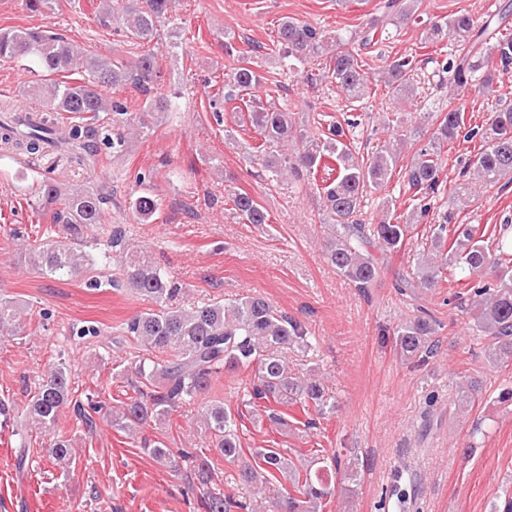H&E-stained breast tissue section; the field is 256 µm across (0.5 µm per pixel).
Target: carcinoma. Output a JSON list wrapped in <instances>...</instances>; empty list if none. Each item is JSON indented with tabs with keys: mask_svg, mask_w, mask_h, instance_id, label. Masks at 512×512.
Listing matches in <instances>:
<instances>
[{
	"mask_svg": "<svg viewBox=\"0 0 512 512\" xmlns=\"http://www.w3.org/2000/svg\"><path fill=\"white\" fill-rule=\"evenodd\" d=\"M420 0H391L395 7L393 25L426 24V39L436 44L448 38L455 47L442 59H435L437 72L448 75V110H439L431 122L427 143L412 162L398 166L399 154L388 145L366 157L356 153L349 134L358 126L357 119L330 122L326 129L311 135L307 122L298 121L285 106L252 97L263 76L252 67L237 66L224 78L221 91L210 96V106L220 112L224 105L251 96L247 117L262 138L263 161L271 176L286 177L305 184L320 173L323 183V215L327 224L323 256L357 290L366 295L376 284L382 261L380 257L399 251L406 243L414 224L422 223L434 209L440 191V175L446 150L459 138L479 142V149L460 168L466 182L454 188L473 202L474 191L499 183H512V104L500 108L482 121L469 123L467 108L458 97L470 92L489 96L496 92L499 78L512 65V3L498 5L496 11L476 19L460 13L442 22H425L418 13ZM33 13L54 12L57 0H23ZM175 0H102L98 11L100 24L115 26L123 43L135 48L129 56H110L81 48L64 37L44 29H12L0 32V59L25 61L31 71L56 74L74 72V81H31L20 90L21 99L10 96L0 102V150L23 151L34 155L57 142L58 151L72 167L82 168L105 146L114 154L126 150V129L147 135L159 118L174 110L169 95L159 92L148 98L135 117L128 118L126 107L104 94L128 83L149 91L158 81L155 49L160 26ZM351 38H329L325 32L307 23L287 18L277 30L280 65L291 71L311 58L324 55L329 62L316 74L306 76L313 84L336 85L349 104L364 103L371 96L372 81L364 69ZM417 63L409 55L385 62L381 72L392 100L410 101ZM71 119L86 114L108 118L95 127L58 125V114ZM398 172L412 193V210L408 218L385 217L376 224H365L362 202L366 187L381 188ZM54 221L69 224L81 232L90 224L103 223L104 196L92 188L63 187L44 181L38 191V205L49 210L55 205ZM234 217L246 224H267L268 213L248 193L233 195ZM159 198L144 189L132 201L135 217L150 221L159 210ZM451 216L432 229L433 252L417 256V271L397 274L394 288L412 297L421 289L439 286L444 270L451 268L471 283L464 300L477 331L487 339L485 355L493 365L512 360V240L500 235L495 247L485 244L484 229L478 224H457L454 238L448 237ZM112 249L125 255L119 275L109 279L114 288H128L153 307L133 316L125 323L124 333L142 351V355L120 375H129L134 395L127 398L117 413L109 414L113 427L134 437L149 421L161 422L172 412L195 402L208 393L213 382L224 372L254 371L250 387L244 388L242 404L251 409L261 403L293 404L307 414L315 411L332 414L336 404L324 389L316 373L298 375L288 367L283 351L307 349L311 336L306 324L273 308L260 296H246L229 302H210L190 309L170 305L182 292L180 282L151 265L128 248L119 229L112 231ZM25 261L45 278L69 280L85 278L90 288L103 285L101 270L111 264L110 253L93 257L63 245L53 246L33 241L25 246ZM22 309L9 299H0V332L13 334L20 326ZM440 322L425 308L398 324L394 331L397 351L404 357L425 363L440 349ZM164 353L166 357H158ZM483 383L469 377L459 386L454 400L457 411L464 412L482 395ZM77 414L85 412L74 399L71 371L64 357L47 370L25 408L27 420L45 428L57 423L68 405ZM202 429L208 447L217 450L224 460L240 463L241 481L246 485L269 483L281 475L290 489L272 502L271 512H323L327 499L335 491V478L341 468L340 455L321 461L314 454L294 462L277 448H252L244 452L232 413L224 402L210 399L201 406ZM143 451L162 465L175 470L180 463L191 461L201 482L208 479L209 463L203 452L177 451L162 441L144 443ZM49 456L68 466L72 457L69 441L57 438L51 443ZM204 512H247V501L235 500L222 493L202 495Z\"/></svg>",
	"mask_w": 512,
	"mask_h": 512,
	"instance_id": "obj_1",
	"label": "carcinoma"
}]
</instances>
